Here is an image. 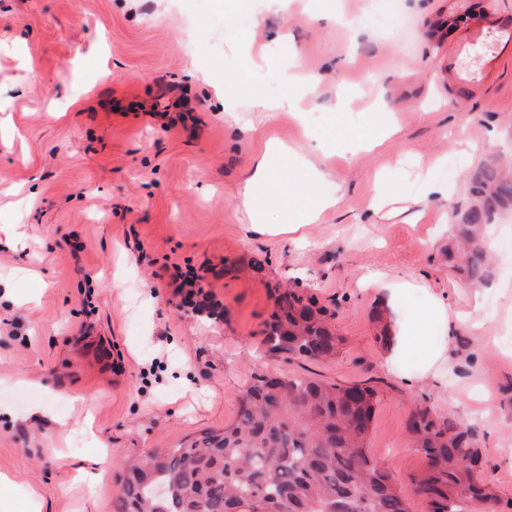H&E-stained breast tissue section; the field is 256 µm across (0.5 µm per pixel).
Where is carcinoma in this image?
Wrapping results in <instances>:
<instances>
[{
  "label": "carcinoma",
  "mask_w": 512,
  "mask_h": 512,
  "mask_svg": "<svg viewBox=\"0 0 512 512\" xmlns=\"http://www.w3.org/2000/svg\"><path fill=\"white\" fill-rule=\"evenodd\" d=\"M471 184L474 204L455 225L464 252L457 270L478 285L487 266L479 232L495 211L512 207V174L482 165ZM276 306L263 338L269 354L302 361L337 355L343 338L316 297L286 291ZM380 401L367 381L255 375L224 431L131 463L117 485L116 512H410L393 473L367 453ZM409 430L426 460L413 483L429 512H468L473 502L494 512L498 490L479 476L483 457L470 429L418 406ZM160 484L169 488L163 502L153 497Z\"/></svg>",
  "instance_id": "obj_1"
}]
</instances>
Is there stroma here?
<instances>
[{"label": "stroma", "mask_w": 512, "mask_h": 512, "mask_svg": "<svg viewBox=\"0 0 512 512\" xmlns=\"http://www.w3.org/2000/svg\"><path fill=\"white\" fill-rule=\"evenodd\" d=\"M399 4L403 27L381 0H341L338 24L258 0H0V225L26 234L0 245V473L13 481L0 501L13 512L27 488L42 512H114L129 459L223 430L259 373L376 385L367 451L412 512L428 507L412 492L426 463L408 417L419 405L453 414L476 432L497 512H512V210L486 229L492 262L477 290L448 257L474 169L492 155L512 164V53L478 89L440 68L461 31L512 16V0ZM250 39L268 63H245ZM295 55L320 75L318 96L256 131L229 128L225 90L280 97ZM369 112L397 132L373 152L319 158V190L340 200L307 227L309 245L247 239L237 191L266 142L305 151L307 132L356 134ZM383 179L406 201L384 219L370 210ZM430 180L447 196L427 194ZM187 268L207 278L203 311L170 286ZM373 268L411 283L403 316L431 293L460 312L480 305V329L458 323L442 380L400 383L425 360L416 350L386 364ZM288 288L335 310L336 357L267 353L265 324Z\"/></svg>", "instance_id": "1"}]
</instances>
